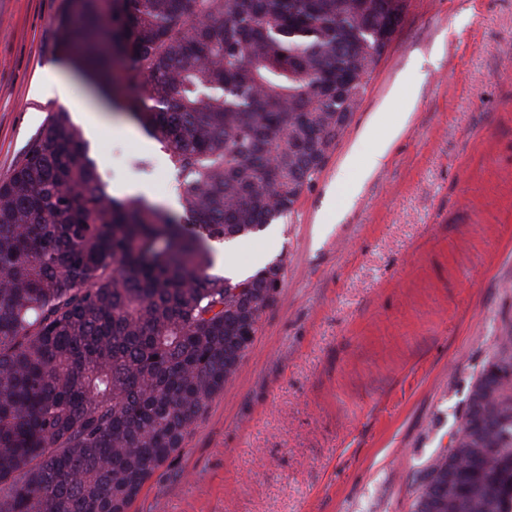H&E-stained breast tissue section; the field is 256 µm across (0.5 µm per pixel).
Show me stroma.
I'll list each match as a JSON object with an SVG mask.
<instances>
[{"label": "stroma", "instance_id": "35a3bbf8", "mask_svg": "<svg viewBox=\"0 0 512 512\" xmlns=\"http://www.w3.org/2000/svg\"><path fill=\"white\" fill-rule=\"evenodd\" d=\"M67 0H0V179L57 100ZM417 88L412 118L334 224L318 220L373 115ZM91 138L110 186L181 213L166 148L114 111ZM285 276L252 350L129 512H412L468 387L512 325V0H408L324 168L274 234L236 240Z\"/></svg>", "mask_w": 512, "mask_h": 512}]
</instances>
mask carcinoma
<instances>
[{"mask_svg": "<svg viewBox=\"0 0 512 512\" xmlns=\"http://www.w3.org/2000/svg\"><path fill=\"white\" fill-rule=\"evenodd\" d=\"M407 0H81L60 59L162 144L183 214L102 182L59 110L0 180V512H128L252 347L268 262L216 245L291 214L359 107ZM512 512V328L413 512Z\"/></svg>", "mask_w": 512, "mask_h": 512, "instance_id": "cac0c4a2", "label": "carcinoma"}]
</instances>
